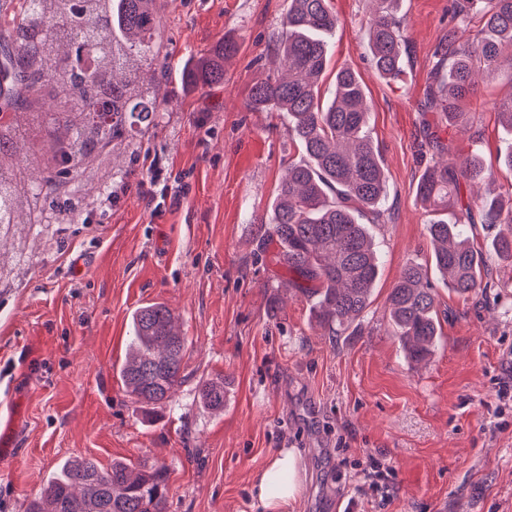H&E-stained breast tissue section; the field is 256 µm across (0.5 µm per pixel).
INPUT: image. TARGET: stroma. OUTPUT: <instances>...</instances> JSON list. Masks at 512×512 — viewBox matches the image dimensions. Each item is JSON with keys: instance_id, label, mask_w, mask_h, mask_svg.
Returning <instances> with one entry per match:
<instances>
[{"instance_id": "1", "label": "stroma", "mask_w": 512, "mask_h": 512, "mask_svg": "<svg viewBox=\"0 0 512 512\" xmlns=\"http://www.w3.org/2000/svg\"><path fill=\"white\" fill-rule=\"evenodd\" d=\"M450 5L399 0L409 58L388 82L370 60L369 0H332L340 25L329 69L361 78L388 184L385 217L370 227L380 255L371 305L359 328L332 336L267 236L276 186L298 154L282 116L249 107L288 0H158L165 74L151 87L165 102L161 119L93 158L80 184L90 202L111 187L104 224L60 216L0 233V373L21 408L18 448L0 462V512H26L57 466L76 457L165 465L169 512H265L254 481L281 448L301 457L303 490L287 512H338L371 455L393 465L396 493L365 502V512H512V408L500 409L498 397L512 365V262L486 253L502 284L495 304L450 292L430 268L431 216L416 199L433 158L421 144L420 103ZM227 37L239 51L223 83L189 85L188 62ZM509 96L512 72L485 78L467 103L472 135L442 123L439 135L493 161L512 150L493 109ZM66 109L58 98L18 110L23 136L10 161L19 184L51 163L62 133L55 115ZM140 179L168 187L171 206L154 213L134 186ZM409 263L429 267L442 324L439 347L416 368L387 319V297ZM150 302L179 315L187 348L173 403L144 409L117 368L129 317ZM211 377L229 387L220 413L195 394Z\"/></svg>"}]
</instances>
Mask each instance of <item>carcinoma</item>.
I'll list each match as a JSON object with an SVG mask.
<instances>
[{
	"instance_id": "1",
	"label": "carcinoma",
	"mask_w": 512,
	"mask_h": 512,
	"mask_svg": "<svg viewBox=\"0 0 512 512\" xmlns=\"http://www.w3.org/2000/svg\"><path fill=\"white\" fill-rule=\"evenodd\" d=\"M157 0H10L17 23L0 33V152L14 146V111L59 88L77 111L59 113L65 137L56 144L58 159L27 184L25 192L71 221L89 210L62 199L61 188L85 161L138 128L156 125L162 103L140 76L116 78L138 58L151 63L160 54L161 16ZM398 0H372L374 15L367 46L379 75L394 80L403 72L406 37L397 16ZM453 17L481 24L477 38L463 40L448 26L434 55L448 61V77L428 86L427 111L465 127L462 103L479 78L512 68V0H452ZM70 21L67 58L56 52L54 24ZM339 26L330 0H288V10L273 39L271 65L251 91L252 108L281 112L288 137L301 158L288 164L271 205L270 233L280 246L279 262L292 285L307 294L313 316L333 336L360 323L371 303L380 258L369 225L383 218L386 175L381 155L367 130L368 106L357 73H335L329 102L320 83L328 64L329 37ZM230 39L200 59L187 74L192 85L224 81V61L235 55ZM500 123L512 132V96L495 105ZM437 160L418 180L416 196L432 215L427 224L434 244L432 261L448 289L482 300L497 294L481 248L470 242L474 208L464 195L468 183L489 182L493 169L478 155H455L437 132L427 134ZM455 208L450 222L443 212ZM487 231L512 224V205L493 198L483 206ZM20 223V201L11 173L0 164V225ZM494 252L512 258V229L490 236ZM391 333L412 365L428 361L442 338L437 295L418 264H407L388 296ZM186 337L178 318L162 303L137 308L130 318V341L118 368L135 403L166 404L182 384ZM224 378L202 380L201 405L224 410ZM28 512H168V472L163 465L114 460L107 467L93 458L63 462L30 502Z\"/></svg>"
}]
</instances>
